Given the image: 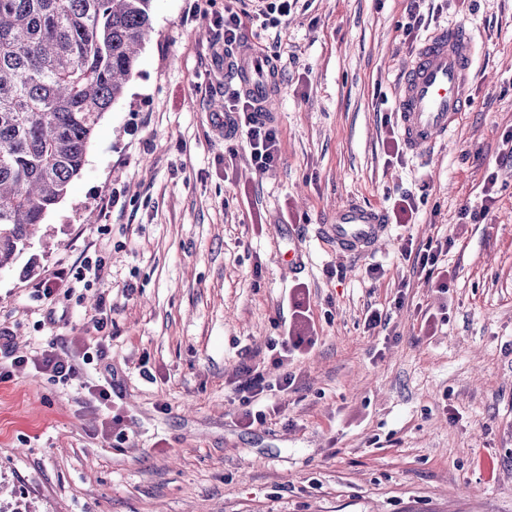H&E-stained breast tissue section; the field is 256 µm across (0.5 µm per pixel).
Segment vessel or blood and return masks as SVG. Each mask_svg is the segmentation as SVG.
Listing matches in <instances>:
<instances>
[{
    "instance_id": "b4317fda",
    "label": "vessel or blood",
    "mask_w": 512,
    "mask_h": 512,
    "mask_svg": "<svg viewBox=\"0 0 512 512\" xmlns=\"http://www.w3.org/2000/svg\"><path fill=\"white\" fill-rule=\"evenodd\" d=\"M474 38L460 26L438 30L413 53L399 74L395 115L402 141L416 154L447 139L461 121L467 104V84L473 66ZM232 74L241 90L259 106L269 107L274 81L269 65L253 43L240 47ZM388 228L386 214L359 203L338 207L323 235L337 251L364 254L374 248Z\"/></svg>"
}]
</instances>
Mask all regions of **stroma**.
Here are the masks:
<instances>
[{"label":"stroma","instance_id":"obj_1","mask_svg":"<svg viewBox=\"0 0 512 512\" xmlns=\"http://www.w3.org/2000/svg\"><path fill=\"white\" fill-rule=\"evenodd\" d=\"M224 5L153 0L137 66L28 250L32 269L0 273L17 352L78 364L65 380L29 365L0 382V512H512V0L464 15L421 0L414 40L407 0H297L285 22L244 24L279 71L281 160L265 175L224 128L237 87L213 25ZM450 24L475 41L461 123L388 162L397 75ZM493 172L495 206L461 221ZM405 190L414 223L389 225L371 254L321 235L340 204L389 212ZM445 237L442 289L402 248ZM86 255L104 258L102 280L36 295ZM289 330L282 368L270 345ZM97 343L104 359L83 364ZM250 370L294 381L248 426L237 387ZM106 375L117 396L104 407L89 390ZM116 412L127 438L109 427Z\"/></svg>","mask_w":512,"mask_h":512}]
</instances>
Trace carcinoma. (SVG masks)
Segmentation results:
<instances>
[{"mask_svg":"<svg viewBox=\"0 0 512 512\" xmlns=\"http://www.w3.org/2000/svg\"><path fill=\"white\" fill-rule=\"evenodd\" d=\"M153 0H0V272L84 166L152 32Z\"/></svg>","mask_w":512,"mask_h":512,"instance_id":"cac0c4a2","label":"carcinoma"}]
</instances>
